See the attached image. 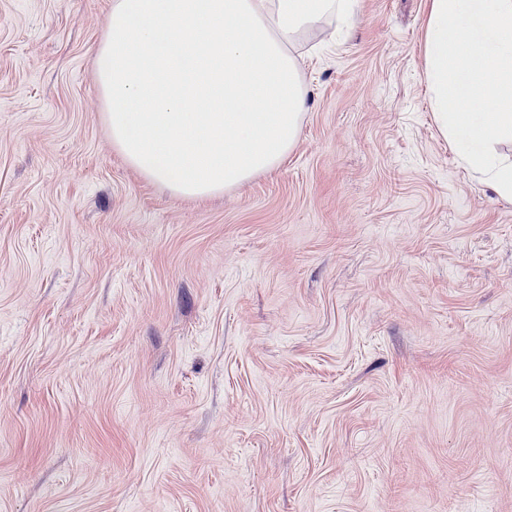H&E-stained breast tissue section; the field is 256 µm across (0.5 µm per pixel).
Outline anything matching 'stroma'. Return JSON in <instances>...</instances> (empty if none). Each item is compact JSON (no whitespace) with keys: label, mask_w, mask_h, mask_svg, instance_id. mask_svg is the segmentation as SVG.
<instances>
[{"label":"stroma","mask_w":512,"mask_h":512,"mask_svg":"<svg viewBox=\"0 0 512 512\" xmlns=\"http://www.w3.org/2000/svg\"><path fill=\"white\" fill-rule=\"evenodd\" d=\"M112 0H0V512H512V201L438 133L428 0L295 53L276 169L113 148Z\"/></svg>","instance_id":"obj_1"}]
</instances>
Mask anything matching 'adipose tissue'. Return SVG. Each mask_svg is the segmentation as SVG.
I'll list each match as a JSON object with an SVG mask.
<instances>
[{"label":"adipose tissue","instance_id":"obj_1","mask_svg":"<svg viewBox=\"0 0 512 512\" xmlns=\"http://www.w3.org/2000/svg\"><path fill=\"white\" fill-rule=\"evenodd\" d=\"M352 9L353 0H112L96 79L113 147L183 198L276 169L307 106L295 47Z\"/></svg>","mask_w":512,"mask_h":512}]
</instances>
